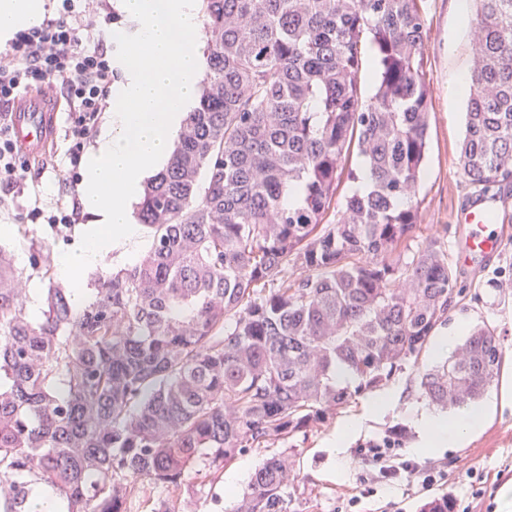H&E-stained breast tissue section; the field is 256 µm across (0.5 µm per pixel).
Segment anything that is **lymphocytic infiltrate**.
Returning a JSON list of instances; mask_svg holds the SVG:
<instances>
[{
  "label": "lymphocytic infiltrate",
  "mask_w": 512,
  "mask_h": 512,
  "mask_svg": "<svg viewBox=\"0 0 512 512\" xmlns=\"http://www.w3.org/2000/svg\"><path fill=\"white\" fill-rule=\"evenodd\" d=\"M57 18L17 34L8 52L0 54V105L32 87L59 88L72 112L67 131L71 167H79L85 145L110 107L112 56L99 43V23L107 18V0H57ZM93 49H84V42ZM30 164L11 134L0 125V181L25 182Z\"/></svg>",
  "instance_id": "1"
}]
</instances>
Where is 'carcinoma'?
Returning a JSON list of instances; mask_svg holds the SVG:
<instances>
[{
  "label": "carcinoma",
  "instance_id": "carcinoma-1",
  "mask_svg": "<svg viewBox=\"0 0 512 512\" xmlns=\"http://www.w3.org/2000/svg\"><path fill=\"white\" fill-rule=\"evenodd\" d=\"M201 2V91L138 203L144 255L80 309L48 281L34 313L0 254V512H132L147 486L183 512L187 473L213 486L318 429L448 321L447 253L408 245L432 96L416 0ZM476 2L460 159L486 193L512 182V0ZM344 175L359 187L326 223ZM502 357L476 325L422 394L471 403ZM290 468L263 460L236 512H288Z\"/></svg>",
  "mask_w": 512,
  "mask_h": 512
}]
</instances>
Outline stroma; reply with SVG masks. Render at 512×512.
<instances>
[{
    "mask_svg": "<svg viewBox=\"0 0 512 512\" xmlns=\"http://www.w3.org/2000/svg\"><path fill=\"white\" fill-rule=\"evenodd\" d=\"M417 4L425 21L426 79L433 94L430 147L417 194L421 222L410 243L423 244L437 230L444 249L450 252L457 237L452 217L479 192L464 177L460 162L466 103L448 93L455 75L473 66L472 35L458 21V0H417ZM69 123V112H62L61 133L49 153L36 161L25 184L0 193V225L12 228L10 240L0 243V249L14 257L15 269L35 294L46 282L28 261L33 250L43 246L50 258H57L67 244L79 240L82 231L81 225L74 224L61 237L53 225L32 217L33 208L51 211L71 203L61 185L72 174L70 143L64 135ZM495 194L507 213L501 223L504 251L498 260L477 271L455 266L457 285L448 322L437 329L438 335L453 337L458 345L470 327L484 323L495 328L500 338L505 358L497 380L484 395L492 407L482 427L463 445L425 456L414 454L419 430L413 412L429 406L419 389V376L441 360L433 348H426L417 363L394 376L392 384L399 392L387 410L368 413L370 397L365 394L338 409L307 437L289 440L288 512H421L424 503L442 495L452 498L454 512H512V184L496 189ZM353 418L360 419L361 425L344 451H337L333 445L336 433ZM396 430L406 434L399 455L411 464L412 472L391 483L366 449ZM271 454V449L259 448L237 457L225 467L223 483L199 489L191 505L193 512H231L255 468ZM428 472L436 477L430 486L423 483Z\"/></svg>",
    "mask_w": 512,
    "mask_h": 512,
    "instance_id": "1",
    "label": "stroma"
}]
</instances>
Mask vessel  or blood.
<instances>
[{
    "label": "vessel or blood",
    "instance_id": "1",
    "mask_svg": "<svg viewBox=\"0 0 512 512\" xmlns=\"http://www.w3.org/2000/svg\"><path fill=\"white\" fill-rule=\"evenodd\" d=\"M59 108L58 101L39 91L24 93L14 104L11 113L15 136L32 156L42 155L52 144ZM499 210L498 198L486 195L457 212L454 259L458 264L481 266L502 254L504 236L489 219L490 213Z\"/></svg>",
    "mask_w": 512,
    "mask_h": 512
}]
</instances>
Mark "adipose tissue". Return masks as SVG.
<instances>
[{"mask_svg":"<svg viewBox=\"0 0 512 512\" xmlns=\"http://www.w3.org/2000/svg\"><path fill=\"white\" fill-rule=\"evenodd\" d=\"M45 11L43 0H0V39L39 24ZM482 409L467 407L453 414L420 412L417 421L423 432L419 454L427 455L444 445H455L479 430L484 423Z\"/></svg>","mask_w":512,"mask_h":512,"instance_id":"obj_1","label":"adipose tissue"}]
</instances>
